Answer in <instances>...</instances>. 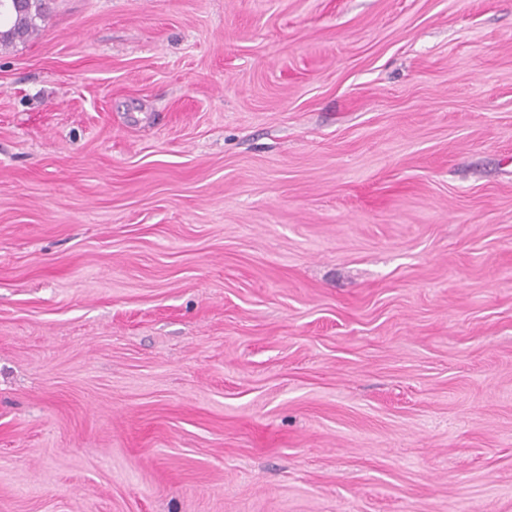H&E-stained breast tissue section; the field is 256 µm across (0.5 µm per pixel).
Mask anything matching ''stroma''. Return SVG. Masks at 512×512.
<instances>
[{
    "mask_svg": "<svg viewBox=\"0 0 512 512\" xmlns=\"http://www.w3.org/2000/svg\"><path fill=\"white\" fill-rule=\"evenodd\" d=\"M0 512H512V0L0 48Z\"/></svg>",
    "mask_w": 512,
    "mask_h": 512,
    "instance_id": "obj_1",
    "label": "stroma"
}]
</instances>
